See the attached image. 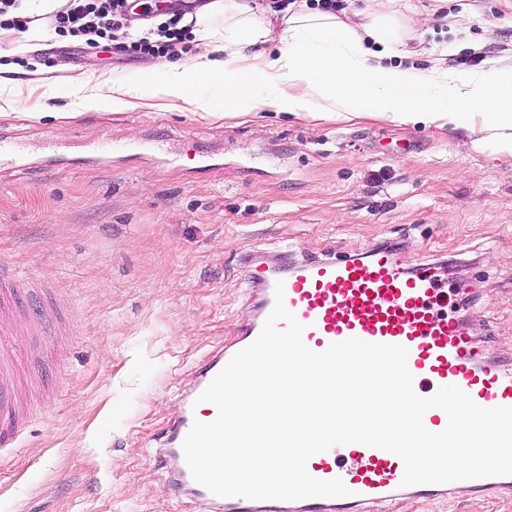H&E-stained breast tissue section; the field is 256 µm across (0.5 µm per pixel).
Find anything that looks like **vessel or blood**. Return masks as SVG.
<instances>
[{
  "label": "vessel or blood",
  "instance_id": "vessel-or-blood-1",
  "mask_svg": "<svg viewBox=\"0 0 512 512\" xmlns=\"http://www.w3.org/2000/svg\"><path fill=\"white\" fill-rule=\"evenodd\" d=\"M10 158L19 173L29 174L33 163L24 159L12 141L0 135V158ZM248 277L258 288L257 315L247 324L235 346L213 356L200 370L199 388H206L235 351L248 346L260 333L274 304L276 283H283L285 305L304 324L307 347L320 352L330 344L355 337L371 343L407 348V365L414 390L432 396L440 387L455 385L481 407H512V372L489 363L465 336L458 319L441 311L440 291L432 266L408 271L405 261L384 249L369 258L343 257L313 261L291 268L249 266ZM11 388L0 381V442L14 438ZM217 410L209 403L186 399L181 415L166 432L174 451L193 420L209 422ZM308 472L315 478H342L349 496L307 498L293 501L249 500L219 497L194 483L188 467H181V481L215 512H363L365 506L387 500L444 498L466 491L477 495L512 487V476L461 480L447 484L405 487L402 460L395 454L360 443L338 445L312 456Z\"/></svg>",
  "mask_w": 512,
  "mask_h": 512
}]
</instances>
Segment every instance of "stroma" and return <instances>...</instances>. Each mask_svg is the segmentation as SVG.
I'll return each instance as SVG.
<instances>
[{"label":"stroma","mask_w":512,"mask_h":512,"mask_svg":"<svg viewBox=\"0 0 512 512\" xmlns=\"http://www.w3.org/2000/svg\"><path fill=\"white\" fill-rule=\"evenodd\" d=\"M423 53L454 72L512 57V0H441ZM87 56L67 36L20 55L0 134L40 160L0 170V275L27 281L14 330L17 448L0 453V512H211L176 485L167 427L203 363L254 315L248 262L397 248L448 273V311L512 365V155L462 129L268 112L213 117L145 96L81 110L84 91L172 66ZM68 120H59V113ZM119 145L110 163L96 146ZM370 512H512V492L372 504Z\"/></svg>","instance_id":"obj_1"}]
</instances>
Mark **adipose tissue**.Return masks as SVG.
Masks as SVG:
<instances>
[{"label":"adipose tissue","mask_w":512,"mask_h":512,"mask_svg":"<svg viewBox=\"0 0 512 512\" xmlns=\"http://www.w3.org/2000/svg\"><path fill=\"white\" fill-rule=\"evenodd\" d=\"M256 0H208L194 17L197 51L182 64L149 75L153 95L201 112H288L314 119L336 114L401 124L452 125L469 130L476 147L494 144L512 154V64L492 61L488 69L457 75L439 57L423 68L387 66L388 54L409 55L405 39L385 24L355 29L332 13H310L304 0L275 15ZM224 17L222 45H215L209 21ZM278 36L275 55L258 44ZM223 60H215L216 48ZM224 87L223 101L200 95L192 75Z\"/></svg>","instance_id":"ef3b65f1"}]
</instances>
